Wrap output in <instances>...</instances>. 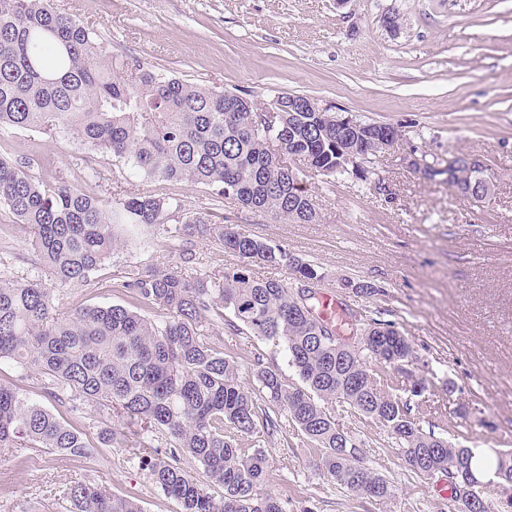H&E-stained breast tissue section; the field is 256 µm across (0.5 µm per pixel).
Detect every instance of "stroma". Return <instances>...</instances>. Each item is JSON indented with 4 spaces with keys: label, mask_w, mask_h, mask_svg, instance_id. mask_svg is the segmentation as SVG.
I'll list each match as a JSON object with an SVG mask.
<instances>
[{
    "label": "stroma",
    "mask_w": 512,
    "mask_h": 512,
    "mask_svg": "<svg viewBox=\"0 0 512 512\" xmlns=\"http://www.w3.org/2000/svg\"><path fill=\"white\" fill-rule=\"evenodd\" d=\"M58 10L93 28L113 54L190 82L262 102L288 92L401 132L372 157L367 180L308 177L320 215L311 224H285L225 201L223 215L249 233L314 265L321 289L343 307L395 324L413 348L411 370L428 387L413 394L400 379L399 397L425 415L423 427L452 444L512 451V0H55ZM400 19L387 29L384 17ZM442 167L454 155L480 160L491 181L479 200L409 169V152ZM0 154L40 155L44 163L81 173L85 156L98 189L115 195L144 189L112 158L83 153L58 136L13 130ZM386 193H378L377 184ZM125 245L82 285H55L58 313L79 306L136 307L159 321L163 311L136 304L121 286L129 273L182 264L180 243H153L139 228L122 230ZM29 232L0 211V273L47 283L30 261ZM365 283L374 296L355 292ZM208 339L239 363V377L256 388L253 364L276 367L284 384L300 379L283 347L229 329ZM62 416L97 441L96 411H64L12 360H0V383ZM336 424L359 445L363 467L383 476L394 496L379 500L337 485L314 447L290 419L261 437L268 458V492L286 512H443L434 487L443 475L416 477L387 432L334 409ZM82 481L134 497L143 512H178L152 482L139 457L103 447L91 461H71L41 449L27 463L0 458V512H38L65 486Z\"/></svg>",
    "instance_id": "stroma-1"
}]
</instances>
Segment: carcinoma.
<instances>
[{"label": "carcinoma", "instance_id": "obj_1", "mask_svg": "<svg viewBox=\"0 0 512 512\" xmlns=\"http://www.w3.org/2000/svg\"><path fill=\"white\" fill-rule=\"evenodd\" d=\"M38 130L64 136L110 155L146 182H189L212 190V200L233 199L284 222L309 224L319 215L307 174L336 178L341 151L374 156L395 143L397 127L376 123L366 136L336 128L330 112H280L266 120L257 103L224 90L189 83L112 54L88 27L57 10L54 0H0V132ZM284 141L288 158L307 169L280 166L270 141ZM36 160L0 155V209L30 233L36 263L61 284H84L122 246L115 217L181 239L184 264L195 238L235 255L238 263L214 275L183 269L138 271L122 287L166 312L150 321L123 305L83 306L56 313L52 289L0 274V358L38 377L72 410H109L140 427L135 440L115 428L100 440L119 448H152L153 483L180 512H285L265 491L266 455L243 453L260 431L286 413L324 450L323 463L347 490L388 500L380 475L358 464L357 447L336 426L332 411L350 412L383 428L423 477L446 472L460 486L474 478L473 449L427 432L411 408L390 393L387 372L412 356L408 339L392 323L357 319L364 346L336 345L337 326L313 313L321 291L307 286L321 276L286 250L237 224H216L187 212L172 196L131 193L109 199L84 175L85 186L50 181L32 172ZM448 185L475 200L489 187L464 161L448 172ZM282 266L303 285L254 275L253 266ZM231 317H226V314ZM227 326L234 334L283 344L301 385L287 387L278 371L255 360L264 396L238 379V362L205 336ZM43 448L70 460L91 459L96 446L13 385L0 384V457L21 458ZM198 462L207 481L182 466ZM222 488L215 495L208 484ZM55 512H142L130 497L105 494L86 483L65 488Z\"/></svg>", "mask_w": 512, "mask_h": 512}]
</instances>
